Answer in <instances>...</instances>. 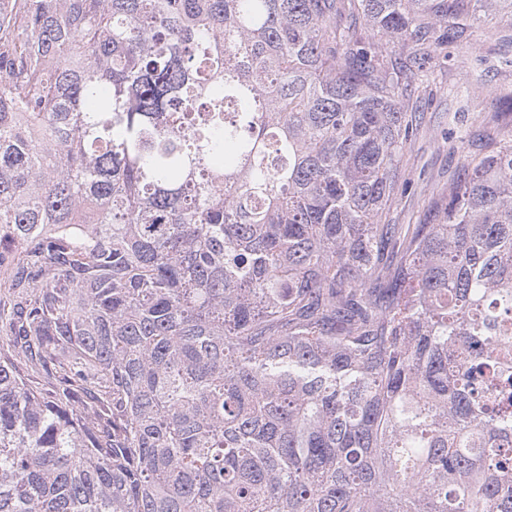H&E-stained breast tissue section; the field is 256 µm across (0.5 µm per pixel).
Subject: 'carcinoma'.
<instances>
[{
    "label": "carcinoma",
    "mask_w": 512,
    "mask_h": 512,
    "mask_svg": "<svg viewBox=\"0 0 512 512\" xmlns=\"http://www.w3.org/2000/svg\"><path fill=\"white\" fill-rule=\"evenodd\" d=\"M501 2L0 0V512H512V138L383 223Z\"/></svg>",
    "instance_id": "obj_1"
}]
</instances>
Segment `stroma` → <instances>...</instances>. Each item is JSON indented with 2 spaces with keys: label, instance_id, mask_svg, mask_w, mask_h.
I'll list each match as a JSON object with an SVG mask.
<instances>
[{
  "label": "stroma",
  "instance_id": "obj_1",
  "mask_svg": "<svg viewBox=\"0 0 512 512\" xmlns=\"http://www.w3.org/2000/svg\"><path fill=\"white\" fill-rule=\"evenodd\" d=\"M497 11L478 12L469 53L446 45L435 66L412 82L408 110L418 133L401 163L407 191L392 205L390 224H432L449 182L456 177L462 154L478 156L490 138L512 134V68L502 56H512Z\"/></svg>",
  "mask_w": 512,
  "mask_h": 512
}]
</instances>
